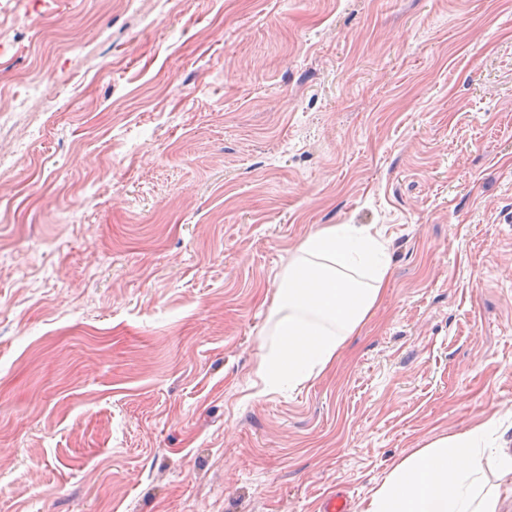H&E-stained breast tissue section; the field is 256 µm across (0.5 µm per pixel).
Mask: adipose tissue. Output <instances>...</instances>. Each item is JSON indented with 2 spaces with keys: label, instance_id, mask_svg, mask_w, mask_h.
Segmentation results:
<instances>
[{
  "label": "adipose tissue",
  "instance_id": "adipose-tissue-1",
  "mask_svg": "<svg viewBox=\"0 0 512 512\" xmlns=\"http://www.w3.org/2000/svg\"><path fill=\"white\" fill-rule=\"evenodd\" d=\"M391 261L368 228L328 224L293 253L273 296L278 346L263 357L265 392L293 388L333 367L385 295ZM497 417L435 440L395 461L361 512H504L498 491L479 487Z\"/></svg>",
  "mask_w": 512,
  "mask_h": 512
}]
</instances>
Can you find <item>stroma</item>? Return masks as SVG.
Returning <instances> with one entry per match:
<instances>
[{
  "label": "stroma",
  "mask_w": 512,
  "mask_h": 512,
  "mask_svg": "<svg viewBox=\"0 0 512 512\" xmlns=\"http://www.w3.org/2000/svg\"><path fill=\"white\" fill-rule=\"evenodd\" d=\"M0 512H349L512 450V0H0ZM388 243L336 364L263 393L277 275ZM500 429L496 415L395 461L360 512H510L498 491L480 489L487 449Z\"/></svg>",
  "instance_id": "stroma-1"
}]
</instances>
